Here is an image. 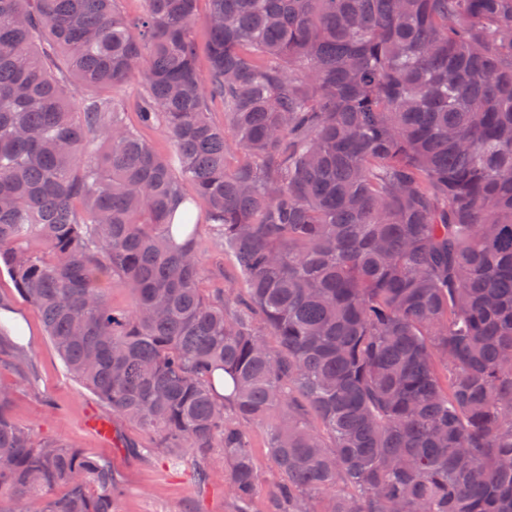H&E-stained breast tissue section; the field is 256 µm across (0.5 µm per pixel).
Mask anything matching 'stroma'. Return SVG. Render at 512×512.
Listing matches in <instances>:
<instances>
[{"label":"stroma","mask_w":512,"mask_h":512,"mask_svg":"<svg viewBox=\"0 0 512 512\" xmlns=\"http://www.w3.org/2000/svg\"><path fill=\"white\" fill-rule=\"evenodd\" d=\"M197 251L206 268L204 287L221 281L242 288L231 256L209 223L200 225ZM0 307L20 319L24 329L23 336L0 343V381L19 384L12 395L15 420L36 440H59L110 460L124 487L117 512H236L237 502L221 470V452H214L210 461L214 472L204 482L190 449L159 447L155 435L125 421L118 425L124 447H110L86 427L89 416H110V408L68 373L37 312L19 296L4 271L0 272ZM21 351L29 358V369L22 377L11 366ZM247 431L257 485L250 512H270V496L278 475L271 462L266 427L254 424Z\"/></svg>","instance_id":"obj_1"}]
</instances>
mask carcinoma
<instances>
[{
    "mask_svg": "<svg viewBox=\"0 0 512 512\" xmlns=\"http://www.w3.org/2000/svg\"><path fill=\"white\" fill-rule=\"evenodd\" d=\"M197 2L0 0V269L113 415L222 451L238 512L272 414V512H512V0H208L205 74ZM196 202L245 293L201 288ZM12 393L0 498L115 512ZM209 9V4L206 0H201L198 4V22L194 30V41L198 54L199 66L202 71H206L208 65V41L209 35L207 27L204 23V17ZM112 306L120 310H128L132 305V298L123 278L117 274H110L103 280Z\"/></svg>",
    "mask_w": 512,
    "mask_h": 512,
    "instance_id": "cac0c4a2",
    "label": "carcinoma"
}]
</instances>
